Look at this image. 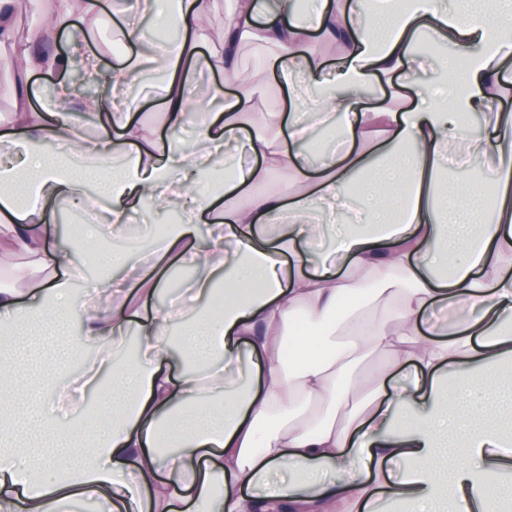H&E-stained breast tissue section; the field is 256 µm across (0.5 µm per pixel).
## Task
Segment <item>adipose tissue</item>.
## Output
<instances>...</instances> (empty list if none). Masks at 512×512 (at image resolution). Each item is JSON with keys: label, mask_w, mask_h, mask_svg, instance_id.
I'll return each instance as SVG.
<instances>
[{"label": "adipose tissue", "mask_w": 512, "mask_h": 512, "mask_svg": "<svg viewBox=\"0 0 512 512\" xmlns=\"http://www.w3.org/2000/svg\"><path fill=\"white\" fill-rule=\"evenodd\" d=\"M210 0H152L181 35L160 58L131 51L112 69L113 88L136 82L153 61L166 69L161 88L166 131L203 108L192 148L158 146L135 107L112 113L114 136L86 144L71 110L84 104L73 84L55 89L67 109L45 119L25 109L0 143L22 159L0 167V187L33 175L24 201L0 190V222L10 248L46 271L28 290L0 289V322L28 331L33 319L66 312L76 333L42 337L45 347L78 355L95 351L80 375L63 377L56 361L38 385L25 386L22 364L0 351V512H73L81 502H108L112 512H425L442 498L454 512H512L499 486V395L488 390L476 416L463 391L475 378L512 364V114L504 112V65L512 63V0H407L364 15L358 0H317L298 20L294 0H233L221 45H210ZM14 0H0V64L66 69L86 57L34 52L47 34L71 31L69 0L14 41ZM428 37L445 47L435 65L413 46ZM262 44L288 92L289 114L247 120L253 91L231 92L240 49ZM335 47L325 68L319 45ZM469 60L452 86L450 64ZM223 82L198 87V69ZM389 86L371 110L367 90ZM481 114L488 137L461 120ZM315 127L341 129L336 147L314 162L303 144ZM244 143L261 157L239 166L221 189H200L189 174L211 154ZM472 160L493 159V180L473 179L476 211L493 198L491 218L458 221L448 240V199L436 179L450 144ZM287 171L292 190L270 191ZM380 177L368 218L338 225L327 253L316 242L314 213L337 218L351 207L356 177ZM112 204V233L128 210L153 200L177 207L163 230L143 225V248L113 252L118 275L84 282L82 306L64 308L77 269L100 257V236L51 251L39 227L52 223L63 193L81 208L94 204L88 185ZM193 267L183 298L154 305L174 264ZM386 297L391 318L354 323L345 300ZM433 307L449 323L422 329ZM380 357L359 376L357 366ZM179 366V379L166 373ZM413 383L387 395L401 371ZM105 384L114 397L105 423L77 416L56 427L51 405ZM401 461L404 469L385 471Z\"/></svg>", "instance_id": "obj_1"}]
</instances>
